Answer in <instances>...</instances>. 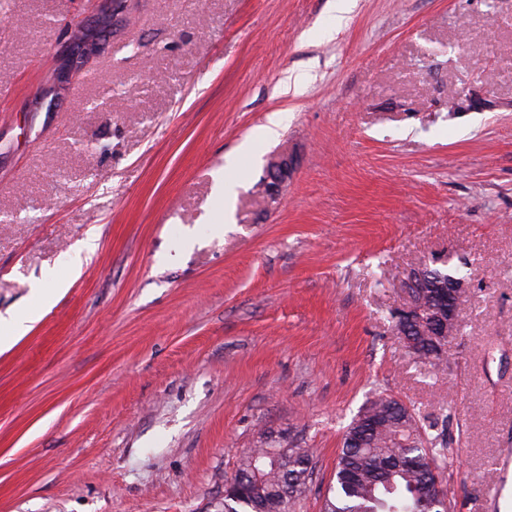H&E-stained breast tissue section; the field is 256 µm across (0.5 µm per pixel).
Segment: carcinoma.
Returning <instances> with one entry per match:
<instances>
[{"mask_svg":"<svg viewBox=\"0 0 512 512\" xmlns=\"http://www.w3.org/2000/svg\"><path fill=\"white\" fill-rule=\"evenodd\" d=\"M437 283L458 277L442 264L422 267ZM392 399L378 396L368 401L346 430L336 459L335 482L323 512H451L452 503L435 502L436 482L441 480L447 441L424 430L419 415ZM280 443L242 452L236 475L244 476L253 494L229 502L234 512H289L292 503L305 497L309 484L290 489L288 500L278 499V487L288 483L295 464L313 456L309 448H290L288 458H276Z\"/></svg>","mask_w":512,"mask_h":512,"instance_id":"obj_1","label":"carcinoma"}]
</instances>
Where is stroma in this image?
<instances>
[{
	"label": "stroma",
	"mask_w": 512,
	"mask_h": 512,
	"mask_svg": "<svg viewBox=\"0 0 512 512\" xmlns=\"http://www.w3.org/2000/svg\"><path fill=\"white\" fill-rule=\"evenodd\" d=\"M112 2L0 0V316L32 319L0 349V512H224L273 438L313 448L292 512H321L379 394L445 434L454 512H512L486 495L512 450V0ZM444 262L471 288L433 369L391 314ZM290 169V163L286 158L271 161L267 169L265 191L271 195L277 191L280 185L288 180Z\"/></svg>",
	"instance_id": "35a3bbf8"
}]
</instances>
